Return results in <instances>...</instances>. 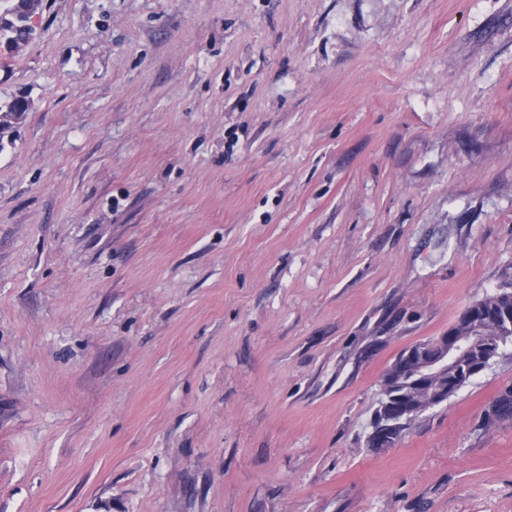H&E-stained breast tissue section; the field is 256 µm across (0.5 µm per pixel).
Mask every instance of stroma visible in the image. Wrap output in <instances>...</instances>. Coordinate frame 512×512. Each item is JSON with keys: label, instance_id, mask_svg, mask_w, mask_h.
<instances>
[{"label": "stroma", "instance_id": "35a3bbf8", "mask_svg": "<svg viewBox=\"0 0 512 512\" xmlns=\"http://www.w3.org/2000/svg\"><path fill=\"white\" fill-rule=\"evenodd\" d=\"M0 64V512H512V0H44ZM31 102L25 96H16L4 103H0V140L2 134L12 128L13 121L21 120L26 112H29ZM503 336H491L479 319L473 321L469 336H455L449 329L442 336L417 349L423 377L448 371L453 390L484 371L498 356ZM375 421H376V427H375L374 431L372 429V432L369 434L367 443L370 448H373L376 450H381L384 448L382 445H375L373 443V439H372L373 432H378L379 435H381V436L387 435L388 438L385 440L387 443H389L388 447H392L394 444L391 442V440L393 439V436L391 435V433H394L396 430L401 429L406 424V421L402 418L401 415H398L396 417H390L388 419L383 417L382 421H380V422L378 421L377 418H375Z\"/></svg>", "mask_w": 512, "mask_h": 512}]
</instances>
